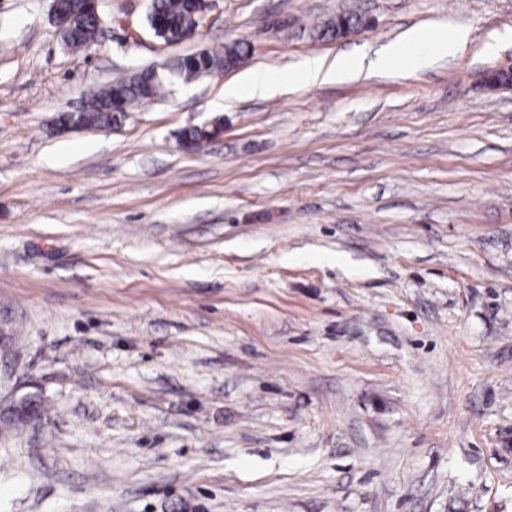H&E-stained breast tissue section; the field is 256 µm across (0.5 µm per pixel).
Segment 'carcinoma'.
<instances>
[{
    "mask_svg": "<svg viewBox=\"0 0 512 512\" xmlns=\"http://www.w3.org/2000/svg\"><path fill=\"white\" fill-rule=\"evenodd\" d=\"M207 9L204 0H151L147 14L149 29L158 39L177 43L184 39L201 22V13ZM102 14H85L83 24L71 42V48L81 49L95 38L102 22ZM357 21L351 13H338L329 20L314 27L318 40L339 37L342 30ZM248 56V48L242 42L228 43L220 48L205 47L198 52L173 58L170 62L172 74L188 82L199 76L222 73L239 66ZM150 69L144 68L128 76L120 77L107 86L94 90L90 107L85 112H62L61 122H82L98 128L110 127L117 123L122 113L116 111V103L124 100L139 104L157 97L163 90L166 77L156 80L148 78ZM181 137L195 148L209 141L208 132L198 127H189L181 131Z\"/></svg>",
    "mask_w": 512,
    "mask_h": 512,
    "instance_id": "1",
    "label": "carcinoma"
}]
</instances>
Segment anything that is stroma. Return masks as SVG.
<instances>
[{
    "instance_id": "obj_1",
    "label": "stroma",
    "mask_w": 512,
    "mask_h": 512,
    "mask_svg": "<svg viewBox=\"0 0 512 512\" xmlns=\"http://www.w3.org/2000/svg\"><path fill=\"white\" fill-rule=\"evenodd\" d=\"M51 4L0 0V394L43 404L0 434V512H512V89L483 81L512 0H210L178 44L101 0L76 52ZM344 10L371 25L313 38ZM412 27L469 36L413 74L228 102L230 70L52 128L206 45L284 78ZM90 1H93V6L95 8V11H97L100 0ZM102 20L103 17L99 9L97 15L88 13L85 14L83 24L71 42V48L81 49L88 46L94 40L95 35L99 29L100 22H102ZM151 69V67L144 68L139 72L120 77L113 80L109 85L94 90L91 104V93H87L80 107L71 112L60 113L58 119L61 122L76 121L90 126L72 123L62 124L57 121L58 130L66 132L71 129L91 126L106 128L116 124L117 120L123 115L122 112L116 111V103L128 100L137 106L143 101L157 97L162 92L166 77L162 75L159 79L150 80L148 75ZM89 104L90 107L87 109Z\"/></svg>"
}]
</instances>
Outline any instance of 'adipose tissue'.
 Returning <instances> with one entry per match:
<instances>
[{
    "label": "adipose tissue",
    "mask_w": 512,
    "mask_h": 512,
    "mask_svg": "<svg viewBox=\"0 0 512 512\" xmlns=\"http://www.w3.org/2000/svg\"><path fill=\"white\" fill-rule=\"evenodd\" d=\"M466 39L467 33L463 30L431 36L420 30H412L378 59L346 54L328 64L322 59L311 58L304 62L300 70L290 74L288 81L292 84L315 83L331 82L347 74L370 76L391 69L397 61L402 62L406 69L416 71L423 68L433 56L455 53Z\"/></svg>",
    "instance_id": "1"
}]
</instances>
